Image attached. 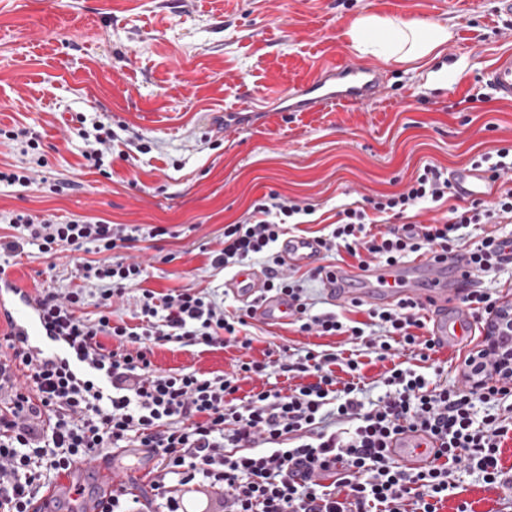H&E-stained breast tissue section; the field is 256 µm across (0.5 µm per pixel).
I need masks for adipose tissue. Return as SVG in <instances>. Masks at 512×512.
I'll list each match as a JSON object with an SVG mask.
<instances>
[{
  "label": "adipose tissue",
  "instance_id": "1",
  "mask_svg": "<svg viewBox=\"0 0 512 512\" xmlns=\"http://www.w3.org/2000/svg\"><path fill=\"white\" fill-rule=\"evenodd\" d=\"M348 35L353 48L388 63L421 62L448 42V25L422 21H398L375 14L357 18Z\"/></svg>",
  "mask_w": 512,
  "mask_h": 512
}]
</instances>
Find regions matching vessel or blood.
Masks as SVG:
<instances>
[{"label":"vessel or blood","mask_w":512,"mask_h":512,"mask_svg":"<svg viewBox=\"0 0 512 512\" xmlns=\"http://www.w3.org/2000/svg\"><path fill=\"white\" fill-rule=\"evenodd\" d=\"M487 85L496 99L512 101V56L501 57L484 73ZM383 82L377 68L365 63L325 65L293 94L295 108L300 112H320L338 103L371 104L380 99ZM450 183L462 199L483 198L488 194L486 174L476 168L455 170ZM286 266L320 265L323 285L329 299L338 306L356 301L377 306H391L404 300L428 304L433 313L430 331L440 345L466 349L475 338L468 309L463 303L466 289L476 287L474 269L464 253L446 255L428 253L387 267H333L322 263L321 249L310 238L286 240L282 246ZM266 277L259 270H245L225 283L236 297L244 301L254 317L264 321H282L288 317V305L267 295ZM456 308L459 320L448 317L449 308ZM6 315L12 333L31 350L46 357L61 354V346L45 330L29 292L14 280L0 281V315ZM434 440L417 441L411 434L394 436L390 453L408 470L427 469L434 459Z\"/></svg>","instance_id":"1"}]
</instances>
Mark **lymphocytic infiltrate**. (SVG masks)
Segmentation results:
<instances>
[{
	"label": "lymphocytic infiltrate",
	"instance_id": "lymphocytic-infiltrate-1",
	"mask_svg": "<svg viewBox=\"0 0 512 512\" xmlns=\"http://www.w3.org/2000/svg\"><path fill=\"white\" fill-rule=\"evenodd\" d=\"M75 120L78 136L88 143L82 153L86 168L111 177V123L81 113ZM452 195L439 168L424 166L403 191L369 198L365 209L340 210L334 229L318 244L356 259L365 253L380 264L448 254L465 244L477 274L511 264V239L492 230L472 243L467 236L471 227L512 219V187L491 202L474 199L450 207L430 224L378 233L369 226L368 210L399 218ZM313 212V205L276 193L255 201L246 217L225 225L223 247L212 264L227 269L266 258L267 288L287 296L300 332L363 338L380 359H392L383 374L387 391L369 409L360 399L363 376L353 353L309 349L301 357H285L281 372L309 374L310 382L286 392L262 390L243 404L235 398L240 374L265 375L267 362H243L235 372L212 377L154 369V346L213 347L236 338L246 324L244 314H226L218 290L163 293L145 287L146 267L123 251L133 242L167 235V228L9 213L6 223L45 258L63 251L93 252L97 258L78 265L84 287L43 288L36 296L43 320L66 346L63 355L49 360L14 336L0 337V349L8 351L0 360V512H34L50 481L104 451L129 447L153 449L151 489L166 512H179L172 494L176 484L215 490L224 512H439L461 466L486 484L511 488L500 455L512 434V378L478 390L448 387L400 362L406 351L428 360L435 348L423 334L425 316L414 301L369 308L364 322L313 313L305 288L271 253L288 224ZM132 289L138 295L130 324L112 305ZM91 304L95 315L84 316ZM478 402L490 409L480 419L474 413ZM405 429L438 441L428 469L405 470L387 454L390 437Z\"/></svg>",
	"mask_w": 512,
	"mask_h": 512
}]
</instances>
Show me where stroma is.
Listing matches in <instances>:
<instances>
[{
	"label": "stroma",
	"mask_w": 512,
	"mask_h": 512,
	"mask_svg": "<svg viewBox=\"0 0 512 512\" xmlns=\"http://www.w3.org/2000/svg\"><path fill=\"white\" fill-rule=\"evenodd\" d=\"M497 0H0V127L40 137L47 165L29 187H1L0 213L98 217L160 224L169 236L136 242L127 257L148 271L146 287L223 289L214 268L224 227L270 193L315 208L293 236L327 235L344 205L403 191L424 165L442 173L512 144V102L461 101L485 89L483 74L512 54V17ZM365 14L445 22L453 36L427 65L378 63L382 101L292 112L269 91L288 93L322 65L360 61L348 30ZM447 72L427 82L426 72ZM263 111L225 127L244 100ZM107 116L141 137L149 153L115 143L112 176L83 168L75 113ZM67 183L63 193L42 178ZM28 290L78 285L74 253L54 260L0 223V261ZM287 346L347 350L345 336L298 332L290 322L249 319L236 341L207 350L155 346L154 368L207 376ZM458 494L440 512H512V494L477 474H455Z\"/></svg>",
	"instance_id": "stroma-1"
}]
</instances>
